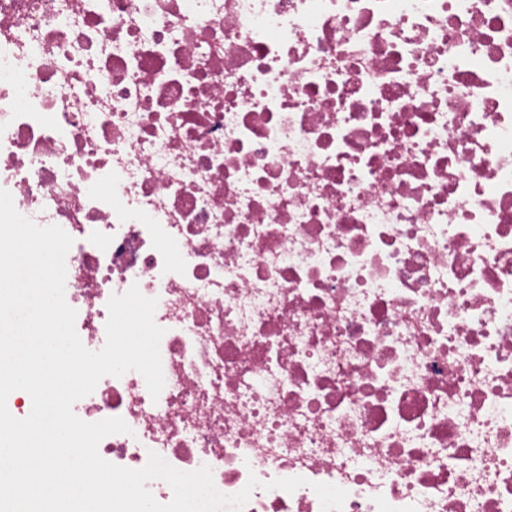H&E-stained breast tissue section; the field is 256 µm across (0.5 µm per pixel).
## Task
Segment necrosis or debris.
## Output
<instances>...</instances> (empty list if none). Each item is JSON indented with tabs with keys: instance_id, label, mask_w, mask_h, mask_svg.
<instances>
[{
	"instance_id": "obj_1",
	"label": "necrosis or debris",
	"mask_w": 512,
	"mask_h": 512,
	"mask_svg": "<svg viewBox=\"0 0 512 512\" xmlns=\"http://www.w3.org/2000/svg\"><path fill=\"white\" fill-rule=\"evenodd\" d=\"M0 188L87 349L157 301L159 397L73 406L106 461L512 512V0H0Z\"/></svg>"
}]
</instances>
